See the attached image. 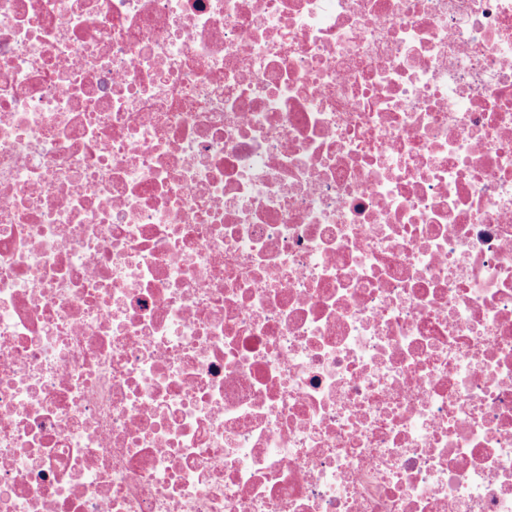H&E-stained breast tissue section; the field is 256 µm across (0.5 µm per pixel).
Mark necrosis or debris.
<instances>
[{
  "mask_svg": "<svg viewBox=\"0 0 512 512\" xmlns=\"http://www.w3.org/2000/svg\"><path fill=\"white\" fill-rule=\"evenodd\" d=\"M0 512H512V0H0Z\"/></svg>",
  "mask_w": 512,
  "mask_h": 512,
  "instance_id": "1",
  "label": "necrosis or debris"
}]
</instances>
